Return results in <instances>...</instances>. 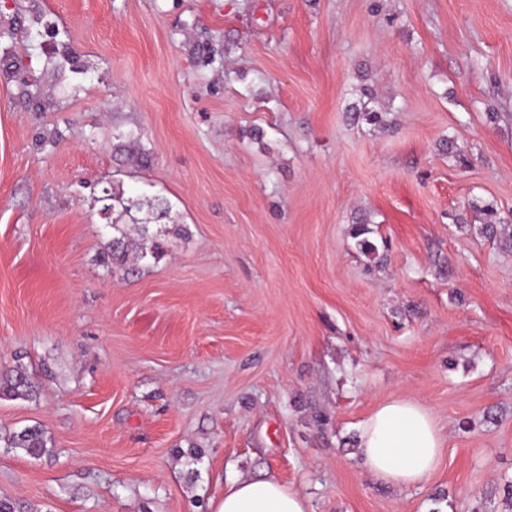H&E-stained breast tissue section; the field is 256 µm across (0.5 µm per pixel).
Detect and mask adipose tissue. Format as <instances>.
I'll list each match as a JSON object with an SVG mask.
<instances>
[{
    "label": "adipose tissue",
    "mask_w": 512,
    "mask_h": 512,
    "mask_svg": "<svg viewBox=\"0 0 512 512\" xmlns=\"http://www.w3.org/2000/svg\"><path fill=\"white\" fill-rule=\"evenodd\" d=\"M446 437L420 401L392 398L359 426L357 454L376 479L397 488L427 481L440 465ZM216 512H308L306 499L273 479H237Z\"/></svg>",
    "instance_id": "obj_1"
}]
</instances>
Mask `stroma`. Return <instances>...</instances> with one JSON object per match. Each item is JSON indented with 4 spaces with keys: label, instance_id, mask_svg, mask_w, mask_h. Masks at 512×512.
I'll return each instance as SVG.
<instances>
[{
    "label": "stroma",
    "instance_id": "35a3bbf8",
    "mask_svg": "<svg viewBox=\"0 0 512 512\" xmlns=\"http://www.w3.org/2000/svg\"><path fill=\"white\" fill-rule=\"evenodd\" d=\"M150 196L159 258L98 261ZM512 0H0V498L512 512ZM376 250L361 253L357 229ZM391 397L441 465L354 456ZM40 426L52 452L6 447ZM482 214L486 216V224H483V232L488 234L490 237L499 236L503 241L509 242L512 244V225L508 224L504 220L500 218L498 221H495L497 218V214L495 213L493 207L486 206L481 209ZM26 368L17 364L5 374H0V396L10 398H29L33 391V385ZM446 437L418 400L392 398L359 426L357 455L376 479L404 488L427 481L440 465ZM215 512H308L306 499L273 479H236Z\"/></svg>",
    "mask_w": 512,
    "mask_h": 512
}]
</instances>
